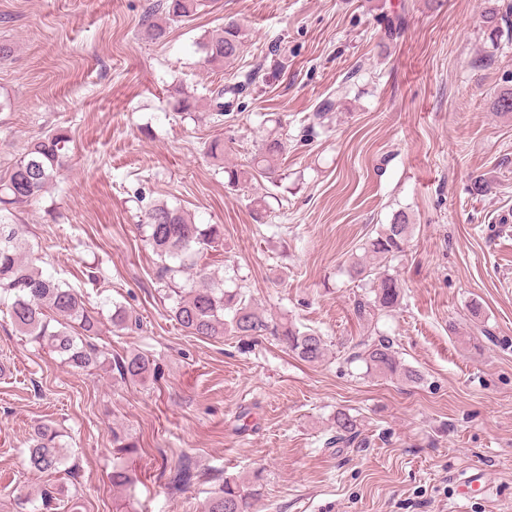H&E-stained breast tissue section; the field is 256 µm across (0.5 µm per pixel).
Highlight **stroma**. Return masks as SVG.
Listing matches in <instances>:
<instances>
[{"label": "stroma", "instance_id": "obj_1", "mask_svg": "<svg viewBox=\"0 0 512 512\" xmlns=\"http://www.w3.org/2000/svg\"><path fill=\"white\" fill-rule=\"evenodd\" d=\"M154 2L0 0V177L43 132L73 137L69 170L15 221L43 272L102 310L90 344L159 367L144 383L71 371L0 310V512H22L41 485L26 455L43 419L77 465L64 494L80 512H199L223 480L257 471L259 512H512V115L493 108L512 89V21L495 39L482 22L512 0H206L159 41L142 25ZM231 20L240 56L205 64L199 42ZM174 86L197 97L195 115ZM222 86L239 92L216 120ZM271 133L288 143L279 177L227 187L206 143L223 138L225 161L245 165ZM156 201L223 225L215 271L317 331L324 361L181 332L136 229ZM399 211L416 226L390 263L404 297L358 319L349 259ZM116 302L142 330L113 335ZM370 333L420 381L345 362L343 345ZM340 409L359 436L331 447ZM116 428L138 442L117 490ZM184 461L197 478L181 491ZM478 469L491 492L463 503L459 481Z\"/></svg>", "mask_w": 512, "mask_h": 512}]
</instances>
